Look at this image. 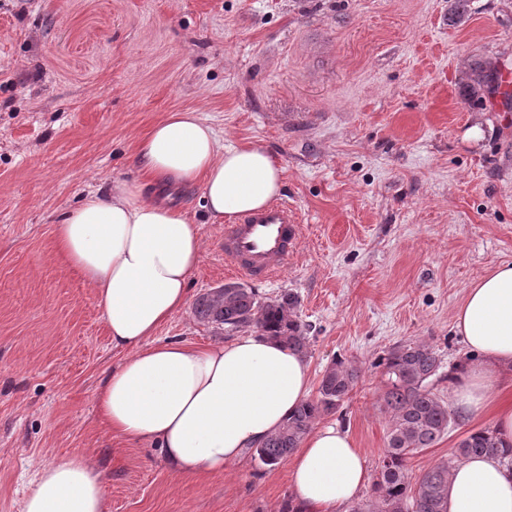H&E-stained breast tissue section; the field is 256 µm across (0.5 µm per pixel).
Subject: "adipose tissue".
Returning <instances> with one entry per match:
<instances>
[{
  "mask_svg": "<svg viewBox=\"0 0 512 512\" xmlns=\"http://www.w3.org/2000/svg\"><path fill=\"white\" fill-rule=\"evenodd\" d=\"M139 179L88 192L65 212L55 241L93 288L113 348L127 356L95 397L99 418L121 439L159 448L175 474L223 471L260 447L311 392L305 358L254 334L192 345L153 343L180 312L200 262L201 227L166 192L201 187L215 221L267 207L284 170L260 145L225 147L195 111L169 113L136 145ZM454 329L473 356L453 382L454 407L489 414L512 443V397L498 371H512V262L470 284ZM303 512H343L369 480L366 457L339 425L312 429L290 461ZM24 512H106L99 472L80 455L43 465ZM448 512H512V470L498 459L463 460L448 478Z\"/></svg>",
  "mask_w": 512,
  "mask_h": 512,
  "instance_id": "1",
  "label": "adipose tissue"
}]
</instances>
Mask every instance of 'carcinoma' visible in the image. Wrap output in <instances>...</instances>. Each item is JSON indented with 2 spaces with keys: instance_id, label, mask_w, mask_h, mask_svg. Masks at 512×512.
Here are the masks:
<instances>
[{
  "instance_id": "carcinoma-1",
  "label": "carcinoma",
  "mask_w": 512,
  "mask_h": 512,
  "mask_svg": "<svg viewBox=\"0 0 512 512\" xmlns=\"http://www.w3.org/2000/svg\"><path fill=\"white\" fill-rule=\"evenodd\" d=\"M502 72L498 64L480 60L471 67L466 82L468 100L484 105L499 93ZM298 299L290 294L264 302L256 291L240 283L224 289V297L211 293L198 297L194 314L207 324L230 332L253 328L295 352H308L307 329L296 314ZM383 367V401L389 413L386 445L378 474L372 482L371 498L354 512H447L448 476L455 463L473 456L499 458L512 468V446H507L491 428L479 429L462 439L453 458L440 461L412 478L407 460L433 447L454 421V413L430 387L441 370V359L433 346L408 341L393 346L379 361ZM361 371L354 364L335 360L322 374L317 395L304 404L264 444L255 449L259 461L269 467L282 463L299 448L314 423L337 412L356 387Z\"/></svg>"
}]
</instances>
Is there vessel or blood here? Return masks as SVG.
Instances as JSON below:
<instances>
[{"label": "vessel or blood", "instance_id": "obj_1", "mask_svg": "<svg viewBox=\"0 0 512 512\" xmlns=\"http://www.w3.org/2000/svg\"><path fill=\"white\" fill-rule=\"evenodd\" d=\"M298 239L295 212L276 202L225 227L224 260L238 273L267 280L287 265Z\"/></svg>", "mask_w": 512, "mask_h": 512}]
</instances>
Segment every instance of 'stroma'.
I'll list each match as a JSON object with an SVG mask.
<instances>
[{
    "instance_id": "stroma-1",
    "label": "stroma",
    "mask_w": 512,
    "mask_h": 512,
    "mask_svg": "<svg viewBox=\"0 0 512 512\" xmlns=\"http://www.w3.org/2000/svg\"><path fill=\"white\" fill-rule=\"evenodd\" d=\"M0 0V512H22L40 465L75 454L101 473L107 512H287L286 464L254 450L223 473L181 477L159 449L106 428L95 394L123 360L93 288L56 249L57 219L90 190L138 176L135 146L195 110L227 145L261 144L285 171L301 238L285 270L244 280L202 190L175 203L201 225L190 303L155 342L224 331L191 303L227 282L296 294L319 382L361 371L322 424L348 428L376 469L388 415L377 362L430 343L443 377L472 359L453 317L467 287L512 261V101L465 103L474 61L512 70V0ZM410 475L451 457L488 415L458 413Z\"/></svg>"
}]
</instances>
